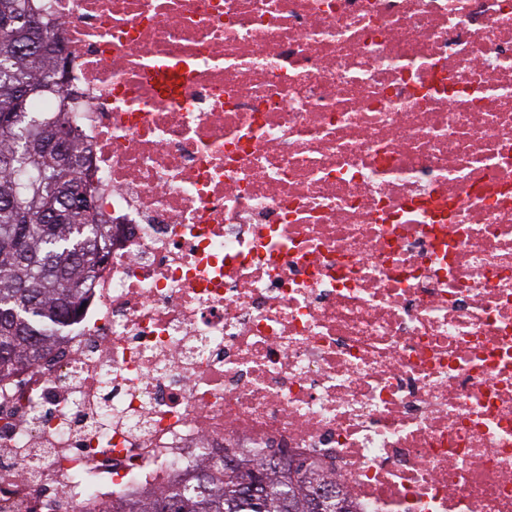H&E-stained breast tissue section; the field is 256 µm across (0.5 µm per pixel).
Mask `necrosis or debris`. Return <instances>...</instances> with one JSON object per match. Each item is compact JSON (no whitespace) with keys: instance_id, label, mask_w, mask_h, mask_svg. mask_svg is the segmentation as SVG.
I'll use <instances>...</instances> for the list:
<instances>
[{"instance_id":"obj_1","label":"necrosis or debris","mask_w":512,"mask_h":512,"mask_svg":"<svg viewBox=\"0 0 512 512\" xmlns=\"http://www.w3.org/2000/svg\"><path fill=\"white\" fill-rule=\"evenodd\" d=\"M110 239L0 377V512L226 453L512 512V0H34ZM171 71L175 97L151 79Z\"/></svg>"}]
</instances>
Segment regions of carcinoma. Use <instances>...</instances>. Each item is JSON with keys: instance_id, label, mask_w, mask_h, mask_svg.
<instances>
[{"instance_id": "1", "label": "carcinoma", "mask_w": 512, "mask_h": 512, "mask_svg": "<svg viewBox=\"0 0 512 512\" xmlns=\"http://www.w3.org/2000/svg\"><path fill=\"white\" fill-rule=\"evenodd\" d=\"M28 0H0V373L40 355L89 287L109 227L82 186L74 129L30 111L62 94L61 60L46 48ZM114 512H353L336 480L297 458L240 460L193 481L129 500Z\"/></svg>"}]
</instances>
